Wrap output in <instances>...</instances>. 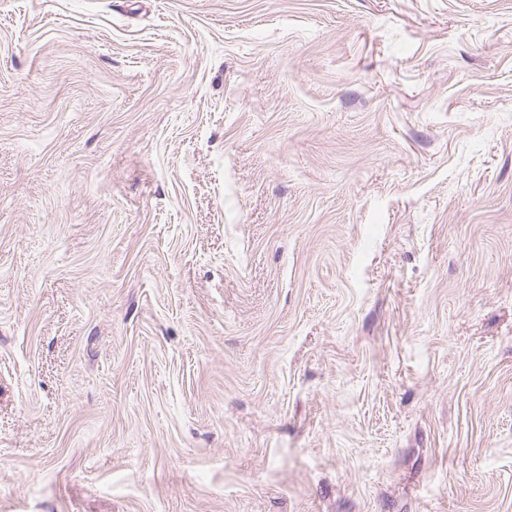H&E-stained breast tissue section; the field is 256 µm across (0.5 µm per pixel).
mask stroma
<instances>
[{"instance_id":"1","label":"stroma","mask_w":512,"mask_h":512,"mask_svg":"<svg viewBox=\"0 0 512 512\" xmlns=\"http://www.w3.org/2000/svg\"><path fill=\"white\" fill-rule=\"evenodd\" d=\"M0 512H512V0H0Z\"/></svg>"}]
</instances>
